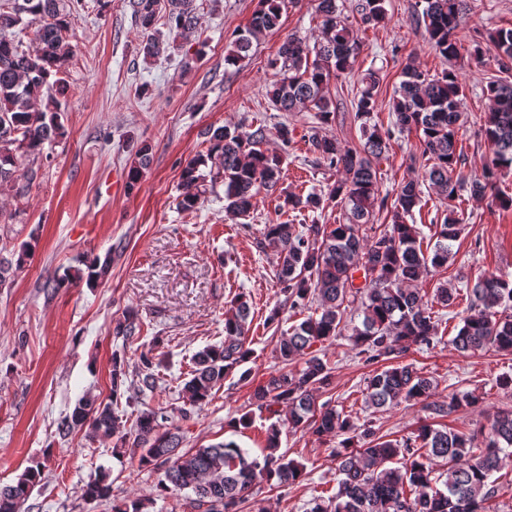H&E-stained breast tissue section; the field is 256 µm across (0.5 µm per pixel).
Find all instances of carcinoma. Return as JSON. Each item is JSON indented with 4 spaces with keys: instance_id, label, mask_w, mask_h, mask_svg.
<instances>
[{
    "instance_id": "1",
    "label": "carcinoma",
    "mask_w": 512,
    "mask_h": 512,
    "mask_svg": "<svg viewBox=\"0 0 512 512\" xmlns=\"http://www.w3.org/2000/svg\"><path fill=\"white\" fill-rule=\"evenodd\" d=\"M385 0H357L355 8L366 24L386 19ZM421 18L430 42L448 63L456 61L458 38L465 0H425ZM82 0H0V192L16 186L18 168L24 159L43 156L45 145L64 135L61 122L63 101L70 90L64 78L74 56L69 32L73 11ZM132 15L143 31L157 20L160 0H128ZM284 0H261L248 25L224 57L236 66L248 56L253 42L281 27ZM199 7L196 0H169L170 32L181 35L196 28ZM319 36L309 44L295 33L287 35L278 50L283 77L267 91L273 106L281 112L315 110L321 122L331 114L326 96L330 78L351 72L360 50L357 35L341 17L337 0H317ZM33 28V48L24 46L19 34ZM498 69L512 70V28L500 27L488 33ZM402 80L391 99L394 127L403 133H419L422 154L427 156L425 180L442 199L450 202L448 214L436 229V242L423 247L420 228L408 222L421 197V183L410 179L401 184L392 203L380 196L373 160L390 148L392 130L367 126L377 108L380 79L366 73L356 103L362 120L364 142L358 148L315 132L311 145L341 178L326 191L302 197L283 194L282 207L324 210L340 207L343 222L307 224L303 230L293 224L265 225L264 248L278 259V281L289 309L302 313L317 302L321 314L307 316L281 335L275 346L282 364L278 374L255 388L252 400L273 422L266 429L265 448L254 457L234 441L178 451L180 435L170 431L168 412L162 408L139 412L136 436L128 456L140 468L162 471L158 482L163 493L190 489L193 507L204 512H241L240 504L257 482L276 481L280 486L300 483L305 467L280 451L283 426L310 430L318 437L341 438L336 450L338 481L336 493L314 501L309 512H486L485 504L498 492L492 476L512 456V409L497 411L482 433L480 444L474 436L425 424L402 441L385 440L367 423L359 426L351 416L326 401L317 403L316 391L327 384L331 367L313 346L342 335L347 311H361L360 324L351 327L357 355L369 365L377 364L366 381V408L385 411L402 402H422L432 415L445 417L478 398L472 393L453 395L448 404H435L434 382L411 364L399 362L415 346L429 350L441 342L434 305L455 303L457 289L440 284L432 300L425 299L413 284L448 265L463 225L457 214V188L462 185L461 152L457 131L461 121L463 87L453 68L441 76L429 77L412 63L402 68ZM486 93L490 101L481 131L492 146L490 165L482 178L469 182L471 195L483 197L493 187L496 173L512 172V81L492 79ZM264 138L259 127L251 133L218 127L210 131L206 152L189 159L180 173V194L176 207L192 212L206 194L224 187V210L235 218L246 217L256 205L259 189L275 191L283 179L281 159L257 148ZM150 162L149 147L135 151L127 179L135 187ZM387 210L388 223L378 232L370 226L374 213ZM111 256L95 258L87 265L90 284L107 276ZM361 273L362 282L354 275ZM470 304L462 326L450 339L454 349L472 355L485 349L512 352V282L495 275L483 276L468 289ZM250 306L237 296L224 318V340L194 356L191 378L182 388L186 407L207 403L215 386L248 361L247 344ZM141 333L137 315L128 310L115 327V334L130 339ZM303 361L299 370L292 368ZM141 379L134 394L154 390L158 377L152 359L140 356ZM121 361L113 360L112 399L81 398L59 426L67 436L76 428H87L91 438L116 439L114 448L125 446L116 435L114 406L121 396ZM288 417L280 419V413ZM446 469H437V462ZM45 465L35 461L17 481L0 487V512H22L31 490L41 482ZM112 493L108 476L100 474L86 484L81 496L107 500Z\"/></svg>"
}]
</instances>
